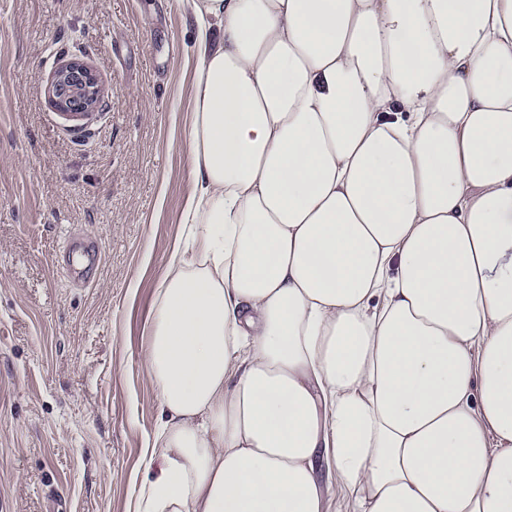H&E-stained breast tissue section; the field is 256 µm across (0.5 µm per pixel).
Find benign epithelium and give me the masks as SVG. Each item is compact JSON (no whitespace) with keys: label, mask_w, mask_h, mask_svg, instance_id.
Here are the masks:
<instances>
[{"label":"benign epithelium","mask_w":512,"mask_h":512,"mask_svg":"<svg viewBox=\"0 0 512 512\" xmlns=\"http://www.w3.org/2000/svg\"><path fill=\"white\" fill-rule=\"evenodd\" d=\"M48 95L55 110L72 119L86 118L103 104L98 73L79 58L64 60L54 69Z\"/></svg>","instance_id":"obj_1"}]
</instances>
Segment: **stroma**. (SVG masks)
Returning <instances> with one entry per match:
<instances>
[{
	"mask_svg": "<svg viewBox=\"0 0 512 512\" xmlns=\"http://www.w3.org/2000/svg\"><path fill=\"white\" fill-rule=\"evenodd\" d=\"M181 0H0V512H129L159 424L144 352L194 181ZM104 111L51 105L60 61ZM99 245L68 281L69 238ZM48 95L55 110L72 119L88 117L104 102L98 73L79 58L64 60L54 69Z\"/></svg>",
	"mask_w": 512,
	"mask_h": 512,
	"instance_id": "obj_1",
	"label": "stroma"
}]
</instances>
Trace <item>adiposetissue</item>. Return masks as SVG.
Returning <instances> with one entry per match:
<instances>
[{
	"mask_svg": "<svg viewBox=\"0 0 512 512\" xmlns=\"http://www.w3.org/2000/svg\"><path fill=\"white\" fill-rule=\"evenodd\" d=\"M186 3L134 512H512V0Z\"/></svg>",
	"mask_w": 512,
	"mask_h": 512,
	"instance_id": "adipose-tissue-1",
	"label": "adipose tissue"
}]
</instances>
